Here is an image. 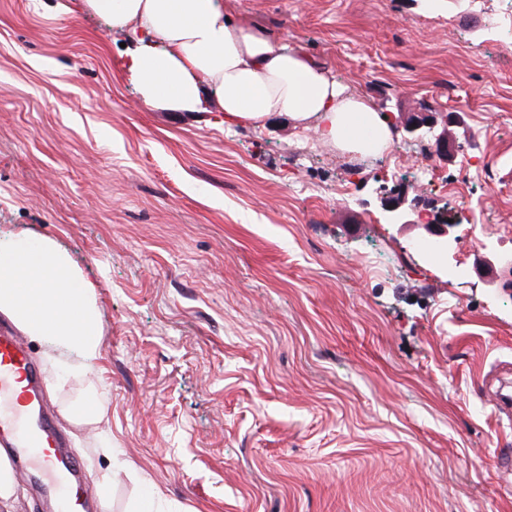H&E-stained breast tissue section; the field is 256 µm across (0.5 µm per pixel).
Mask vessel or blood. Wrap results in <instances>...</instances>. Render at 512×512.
Returning a JSON list of instances; mask_svg holds the SVG:
<instances>
[{
  "label": "vessel or blood",
  "mask_w": 512,
  "mask_h": 512,
  "mask_svg": "<svg viewBox=\"0 0 512 512\" xmlns=\"http://www.w3.org/2000/svg\"><path fill=\"white\" fill-rule=\"evenodd\" d=\"M57 413L45 398V379L24 342L0 328V449L15 462L37 463L78 491L79 462L66 451Z\"/></svg>",
  "instance_id": "b4317fda"
}]
</instances>
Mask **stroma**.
Segmentation results:
<instances>
[{"mask_svg":"<svg viewBox=\"0 0 512 512\" xmlns=\"http://www.w3.org/2000/svg\"><path fill=\"white\" fill-rule=\"evenodd\" d=\"M224 3L387 114L392 147L148 107L81 0H0V230L56 240L100 309L102 357L66 380L29 343L84 489L104 512H512V0ZM427 109L448 159L402 128ZM401 191L457 221L450 251L388 223ZM10 469L7 512H57Z\"/></svg>","mask_w":512,"mask_h":512,"instance_id":"obj_1","label":"stroma"}]
</instances>
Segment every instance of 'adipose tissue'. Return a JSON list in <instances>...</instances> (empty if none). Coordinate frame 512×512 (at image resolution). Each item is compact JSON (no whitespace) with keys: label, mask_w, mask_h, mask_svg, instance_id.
I'll use <instances>...</instances> for the list:
<instances>
[{"label":"adipose tissue","mask_w":512,"mask_h":512,"mask_svg":"<svg viewBox=\"0 0 512 512\" xmlns=\"http://www.w3.org/2000/svg\"><path fill=\"white\" fill-rule=\"evenodd\" d=\"M135 46L120 64L150 107L186 112L215 102L228 125L265 127L276 116L314 124L347 153L387 151L390 118L336 81L298 47L232 17L224 0H84ZM0 313L72 368L102 354L92 286L54 240L0 238Z\"/></svg>","instance_id":"1"}]
</instances>
